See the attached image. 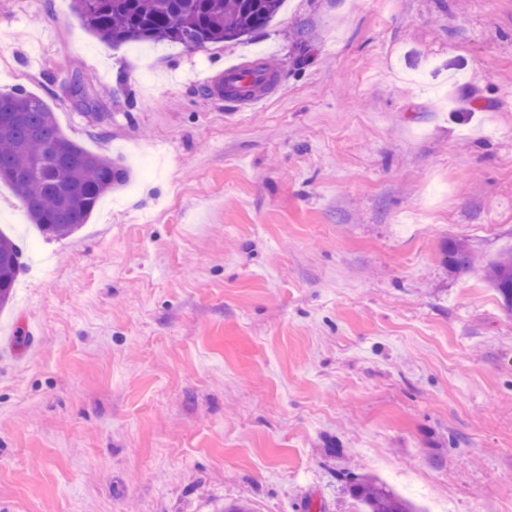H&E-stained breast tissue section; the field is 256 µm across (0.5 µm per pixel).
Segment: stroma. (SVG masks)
I'll return each mask as SVG.
<instances>
[{
  "label": "stroma",
  "instance_id": "stroma-1",
  "mask_svg": "<svg viewBox=\"0 0 512 512\" xmlns=\"http://www.w3.org/2000/svg\"><path fill=\"white\" fill-rule=\"evenodd\" d=\"M229 61L263 108L194 84ZM18 87L131 174L62 240L0 182V512H360L363 475L512 512V316L446 253L512 248V0H288L194 49L0 0ZM23 248L13 237L0 232V309L12 299L13 286L20 275L24 262Z\"/></svg>",
  "mask_w": 512,
  "mask_h": 512
}]
</instances>
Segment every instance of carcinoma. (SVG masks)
<instances>
[{
    "label": "carcinoma",
    "mask_w": 512,
    "mask_h": 512,
    "mask_svg": "<svg viewBox=\"0 0 512 512\" xmlns=\"http://www.w3.org/2000/svg\"><path fill=\"white\" fill-rule=\"evenodd\" d=\"M282 0H73L82 25L104 41L177 43L193 49L238 40L261 28ZM127 172L112 158L69 140L41 97L19 88L0 94V182L22 197L31 223L45 238L62 239L86 223ZM454 270L480 272L512 315V253L484 266L467 243L446 246ZM23 248L0 232V309L12 299ZM363 512H423L378 478L350 484Z\"/></svg>",
    "instance_id": "carcinoma-1"
}]
</instances>
